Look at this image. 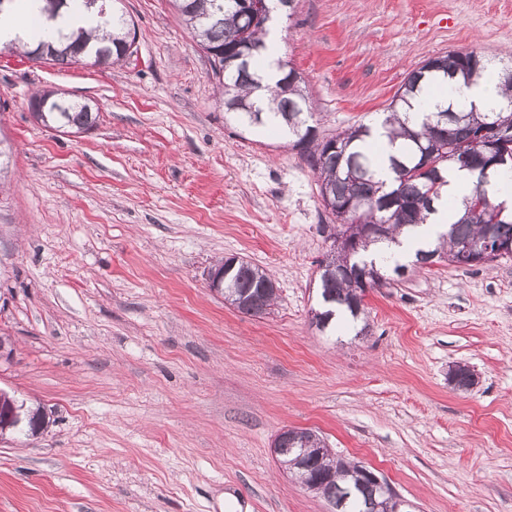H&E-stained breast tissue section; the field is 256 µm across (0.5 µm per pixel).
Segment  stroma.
<instances>
[{
    "mask_svg": "<svg viewBox=\"0 0 512 512\" xmlns=\"http://www.w3.org/2000/svg\"><path fill=\"white\" fill-rule=\"evenodd\" d=\"M121 8L125 64L0 53V390L49 421L0 437V512H331L273 457L285 427L417 512H512V258L409 267L367 290L366 334L317 329L333 223L314 174L225 112L171 0ZM277 26L323 137L383 116L427 58L503 57L512 0H296ZM49 88L96 126L38 124ZM233 256L273 274L270 314L210 291Z\"/></svg>",
    "mask_w": 512,
    "mask_h": 512,
    "instance_id": "35a3bbf8",
    "label": "stroma"
}]
</instances>
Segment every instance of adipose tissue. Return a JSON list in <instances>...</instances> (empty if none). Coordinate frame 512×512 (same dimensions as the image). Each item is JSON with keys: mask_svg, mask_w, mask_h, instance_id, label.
<instances>
[{"mask_svg": "<svg viewBox=\"0 0 512 512\" xmlns=\"http://www.w3.org/2000/svg\"><path fill=\"white\" fill-rule=\"evenodd\" d=\"M39 16V6L28 0L22 11L0 13V45L16 44L29 46L37 41L35 20ZM502 102L500 73L488 68L485 74L471 86H463L451 81L434 85L423 90L415 106L416 111L429 112L439 107L453 106L460 111L477 109L481 112L498 110ZM471 179L467 172L451 169L448 172V186L431 214L427 226H410L403 230L395 243L372 249L369 253L374 261L388 258L402 263L414 261L418 250L427 249L436 240L438 232L444 231L453 215L448 210L449 202H461L468 194Z\"/></svg>", "mask_w": 512, "mask_h": 512, "instance_id": "1", "label": "adipose tissue"}]
</instances>
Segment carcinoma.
Masks as SVG:
<instances>
[{
	"mask_svg": "<svg viewBox=\"0 0 512 512\" xmlns=\"http://www.w3.org/2000/svg\"><path fill=\"white\" fill-rule=\"evenodd\" d=\"M41 14L49 21L55 20L58 10L69 5L79 11L82 7L102 6L100 0H41ZM174 8L190 27L199 45L204 49H230L238 44L246 30L240 18L236 0H172ZM99 25L112 28L105 43L94 42L91 32L82 28L71 33L58 32V44L50 43L47 57L58 64L79 60H92L97 65L112 66L126 58L130 40V22L124 15L107 8L98 12ZM268 26L257 25L249 29L247 39L254 47L249 64L230 68L219 79L224 102L245 101L254 108L252 112H238L237 118L250 129L279 128L288 138L302 134L300 156L317 178L319 194L324 208L334 217L336 235L343 238L338 258L320 262V290L324 310L320 312L321 328L333 319L355 326L363 319L364 308L359 306L362 294L369 288H379L387 277L381 268L366 260L367 252L374 245L396 241V234L405 227L423 223L435 211V203L448 185V167L464 169L472 176L470 193L462 201V215L439 234L434 246L418 253L416 263L429 267L446 261L456 265V258L467 245L483 247L512 243V218L494 219L493 213L483 208L470 210L467 203L483 196L498 203L493 190L495 176L512 174V142L491 143L482 154L464 163L440 160L427 171L420 168L427 164L424 150L438 142L446 147L459 148L470 138L490 129L496 122L512 124V67L501 69L506 94L504 105L497 112H464L449 107L425 114L420 123L409 126L400 113L412 107V101L428 83L452 80L470 86L488 68L486 56L474 51H451L433 58L435 65L429 70L418 67L409 72L389 105L385 124L389 125L390 141L403 139L399 153L389 156V166L394 173L388 184L377 178V159L364 148V137L369 134L366 124L352 125L335 135L320 139L305 85L285 88L281 81L272 87L260 82L259 63L265 49L264 37ZM266 89L269 99L255 92ZM34 97L48 101L43 112L32 116L45 127L83 132L93 128L99 112L86 111V103L69 99L53 90H44ZM374 224L386 225L385 234L368 233ZM231 265L224 287L230 292L224 300L240 312L261 316L268 312L276 300V292L266 284L273 281L267 272L247 261L231 257ZM14 399L3 395L0 404V435L6 432L36 434L45 424L41 411L30 413L24 404L17 405L20 419L8 418ZM304 469L298 475L322 486V496L336 512H369L368 485L358 483L352 464L341 459H323L309 454L303 459ZM354 485L355 492L345 501L336 499V486Z\"/></svg>",
	"mask_w": 512,
	"mask_h": 512,
	"instance_id": "carcinoma-1",
	"label": "carcinoma"
}]
</instances>
